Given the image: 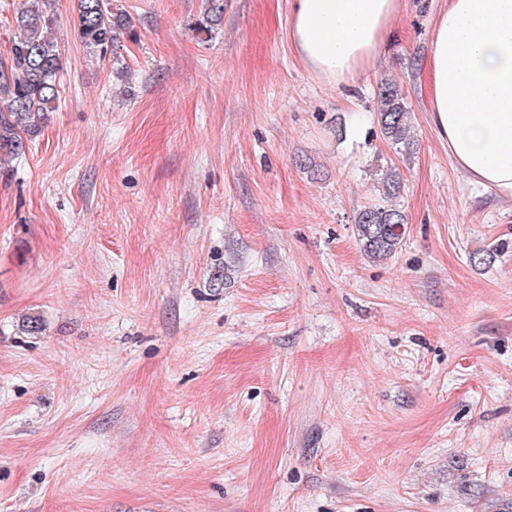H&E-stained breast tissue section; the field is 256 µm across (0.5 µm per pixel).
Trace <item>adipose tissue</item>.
<instances>
[{
    "label": "adipose tissue",
    "instance_id": "ef3b65f1",
    "mask_svg": "<svg viewBox=\"0 0 512 512\" xmlns=\"http://www.w3.org/2000/svg\"><path fill=\"white\" fill-rule=\"evenodd\" d=\"M306 69L350 84L376 64L401 0H290ZM430 119L469 183L512 200V0H447L424 62Z\"/></svg>",
    "mask_w": 512,
    "mask_h": 512
}]
</instances>
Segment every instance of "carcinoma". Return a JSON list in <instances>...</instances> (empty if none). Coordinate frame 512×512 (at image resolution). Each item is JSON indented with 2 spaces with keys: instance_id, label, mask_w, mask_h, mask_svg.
Returning <instances> with one entry per match:
<instances>
[{
  "instance_id": "cac0c4a2",
  "label": "carcinoma",
  "mask_w": 512,
  "mask_h": 512,
  "mask_svg": "<svg viewBox=\"0 0 512 512\" xmlns=\"http://www.w3.org/2000/svg\"><path fill=\"white\" fill-rule=\"evenodd\" d=\"M55 0H27L16 14L8 61L0 62V159L18 158L28 149V138L39 129L47 112L59 99L61 53L55 35ZM77 37L91 52L102 57L114 53L117 31L125 18L112 15L106 0H74ZM377 122L382 134L397 148L413 147L411 116L407 102L392 83L378 91ZM405 216L389 206L371 205L359 211L355 226L365 255L386 259L398 248L404 233Z\"/></svg>"
}]
</instances>
